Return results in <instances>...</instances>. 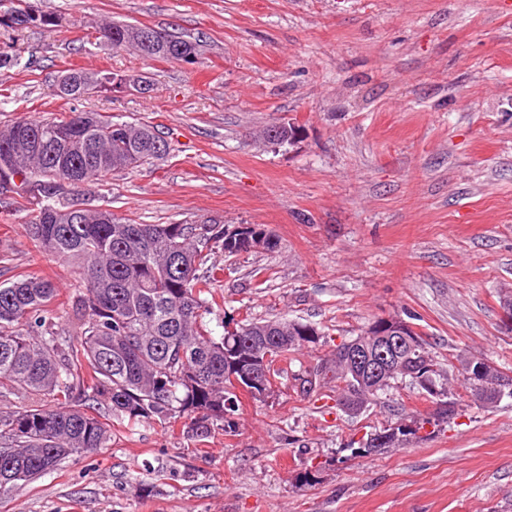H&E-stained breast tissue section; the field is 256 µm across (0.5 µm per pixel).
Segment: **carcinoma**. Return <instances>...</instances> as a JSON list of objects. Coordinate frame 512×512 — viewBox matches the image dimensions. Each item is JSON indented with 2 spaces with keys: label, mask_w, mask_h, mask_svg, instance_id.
<instances>
[{
  "label": "carcinoma",
  "mask_w": 512,
  "mask_h": 512,
  "mask_svg": "<svg viewBox=\"0 0 512 512\" xmlns=\"http://www.w3.org/2000/svg\"><path fill=\"white\" fill-rule=\"evenodd\" d=\"M61 18L30 0H17L0 27L14 36L0 46V68L21 64L18 34L29 28H53ZM108 33L125 37L123 47L141 52L136 39L142 27L112 22ZM184 51L157 52L155 60H184L197 55L198 44L173 36ZM79 89L59 97L78 101L83 95L112 92L115 74L107 70L70 68ZM37 131H70L78 144L66 152L33 155L17 138L22 126ZM12 154L15 164L0 171V194L12 193L31 205L27 233L39 252L77 264L78 280L67 318L59 315L57 286L47 278L28 276L0 283V397L28 394L22 412L0 413V488L14 487L57 469L68 458L92 455L106 447L109 430L99 417L81 410L93 403L129 425L156 420L176 424L187 417V436L202 441L215 428L235 432L238 396L231 378L237 364L260 373L264 388L252 394L263 401L273 395L269 377H278V363L329 343L327 334L300 319H257L250 315L222 323L214 334L206 321L216 304L218 276L204 275L208 250L219 246L229 256L250 252L248 240L267 234V250L277 241L266 230L241 224H134L109 209H87L74 223L66 210L79 199V188L103 183L114 172L152 164L170 154V144L149 123L115 121L98 112H64L51 119L19 117L0 127V156ZM21 173L35 188H12ZM234 326V332L228 327ZM421 337L419 353L403 360L384 385L350 382L344 343L331 346L314 371L299 375V392L310 397L336 384V406L354 399L378 404L392 384L406 379L437 405L433 417L446 422L458 414L451 397L448 370ZM457 371L472 399L493 408L512 397V377L499 370L481 380L473 358L458 354ZM49 396L54 404L44 405ZM420 426L397 422L373 433L379 444H359L367 456L400 445Z\"/></svg>",
  "instance_id": "carcinoma-1"
}]
</instances>
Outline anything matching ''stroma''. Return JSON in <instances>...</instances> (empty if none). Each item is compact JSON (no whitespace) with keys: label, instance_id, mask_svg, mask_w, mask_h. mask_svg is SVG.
Returning <instances> with one entry per match:
<instances>
[{"label":"stroma","instance_id":"1","mask_svg":"<svg viewBox=\"0 0 512 512\" xmlns=\"http://www.w3.org/2000/svg\"><path fill=\"white\" fill-rule=\"evenodd\" d=\"M62 16L28 30L27 68L0 69V126L93 110L157 125L160 162L82 193L140 224H255L279 246L211 261L218 317L300 318L332 339L380 317L415 316L440 362L483 358L512 372V0H35ZM197 39L194 62L145 60L102 38L107 22ZM143 75L152 88L69 105L70 67ZM276 123L291 143L265 142ZM29 214L0 196V282L75 272L39 253ZM284 365L272 397L241 395L236 431L202 442L180 428L117 424L106 448L0 490V512H512V398L475 405L437 433L370 456L349 442L432 411L408 382L358 415Z\"/></svg>","mask_w":512,"mask_h":512}]
</instances>
